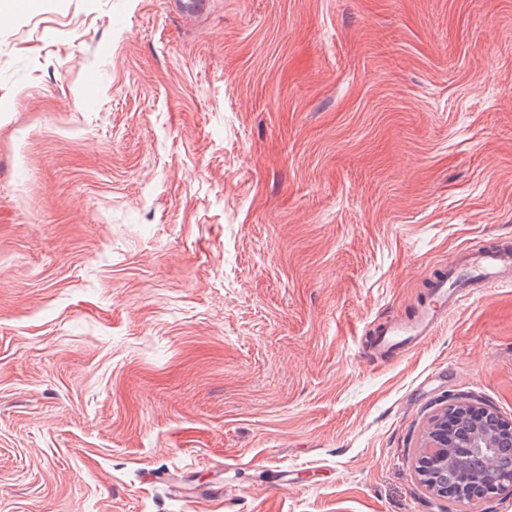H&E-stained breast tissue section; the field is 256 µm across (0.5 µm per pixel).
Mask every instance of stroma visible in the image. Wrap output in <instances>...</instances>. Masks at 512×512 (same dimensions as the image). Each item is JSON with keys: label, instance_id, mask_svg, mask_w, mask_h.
Wrapping results in <instances>:
<instances>
[{"label": "stroma", "instance_id": "stroma-1", "mask_svg": "<svg viewBox=\"0 0 512 512\" xmlns=\"http://www.w3.org/2000/svg\"><path fill=\"white\" fill-rule=\"evenodd\" d=\"M489 241L512 0H25L0 22V512H512L415 472L448 397L512 420V283L369 354Z\"/></svg>", "mask_w": 512, "mask_h": 512}]
</instances>
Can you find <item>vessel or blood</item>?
<instances>
[{"label": "vessel or blood", "instance_id": "obj_1", "mask_svg": "<svg viewBox=\"0 0 512 512\" xmlns=\"http://www.w3.org/2000/svg\"><path fill=\"white\" fill-rule=\"evenodd\" d=\"M509 281H512V245L464 250L434 277L428 302L411 315L380 325L377 345L388 350L419 344L433 335L474 289L492 288Z\"/></svg>", "mask_w": 512, "mask_h": 512}]
</instances>
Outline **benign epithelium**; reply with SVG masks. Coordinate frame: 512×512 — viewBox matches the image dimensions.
Instances as JSON below:
<instances>
[{
  "mask_svg": "<svg viewBox=\"0 0 512 512\" xmlns=\"http://www.w3.org/2000/svg\"><path fill=\"white\" fill-rule=\"evenodd\" d=\"M454 420L448 429V419ZM512 447V421L508 422L490 407L460 397L448 399L444 412L436 417L429 440L416 460V469L425 487L440 500L448 499L446 472H457L455 495L471 499L473 488H482L486 498L512 490V481L484 488L486 475L496 461L498 449Z\"/></svg>",
  "mask_w": 512,
  "mask_h": 512,
  "instance_id": "benign-epithelium-1",
  "label": "benign epithelium"
}]
</instances>
